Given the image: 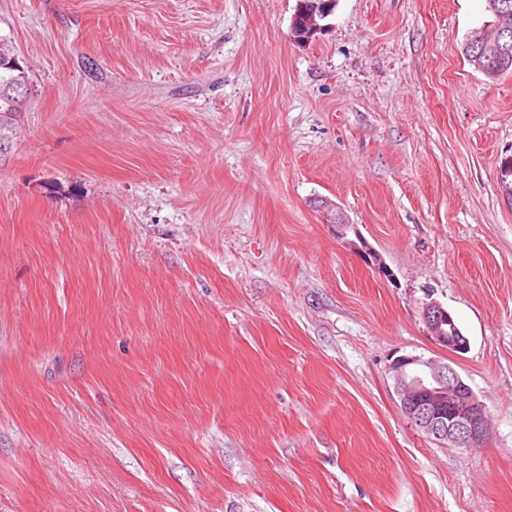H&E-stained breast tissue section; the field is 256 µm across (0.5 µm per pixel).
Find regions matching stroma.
Returning a JSON list of instances; mask_svg holds the SVG:
<instances>
[{
  "mask_svg": "<svg viewBox=\"0 0 512 512\" xmlns=\"http://www.w3.org/2000/svg\"><path fill=\"white\" fill-rule=\"evenodd\" d=\"M296 6L0 0L30 82L0 123V512H512L486 2L338 0L302 45ZM400 355L455 369L484 447L403 414ZM422 316L428 334L437 345L456 354L466 351L468 346L466 337L456 329L453 316L440 303L437 301L426 302L422 307ZM447 326L448 331L451 327L458 333L451 336L447 331Z\"/></svg>",
  "mask_w": 512,
  "mask_h": 512,
  "instance_id": "stroma-1",
  "label": "stroma"
}]
</instances>
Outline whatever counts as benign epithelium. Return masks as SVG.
Returning a JSON list of instances; mask_svg holds the SVG:
<instances>
[{
  "label": "benign epithelium",
  "instance_id": "benign-epithelium-1",
  "mask_svg": "<svg viewBox=\"0 0 512 512\" xmlns=\"http://www.w3.org/2000/svg\"><path fill=\"white\" fill-rule=\"evenodd\" d=\"M422 316L437 345L456 354L466 351L463 333H448L455 321L440 303H425ZM391 369L402 412L427 437L450 448H475L486 442V405L449 364L403 355Z\"/></svg>",
  "mask_w": 512,
  "mask_h": 512
}]
</instances>
